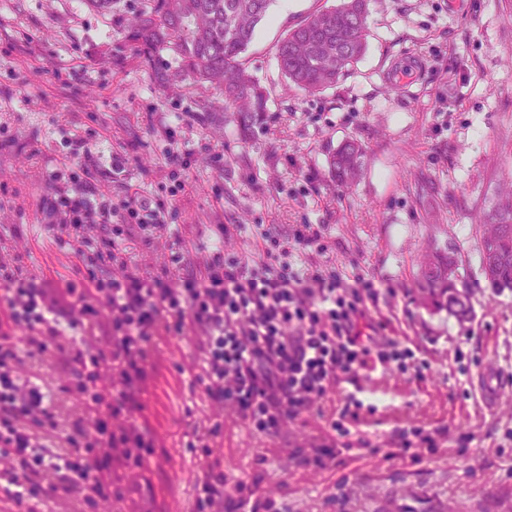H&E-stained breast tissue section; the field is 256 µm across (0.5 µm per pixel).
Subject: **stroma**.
<instances>
[{
	"mask_svg": "<svg viewBox=\"0 0 512 512\" xmlns=\"http://www.w3.org/2000/svg\"><path fill=\"white\" fill-rule=\"evenodd\" d=\"M338 2L296 0L285 11L272 0L243 56L267 98L263 125L246 136L221 89L178 77L173 50L141 55L131 24L148 0H112L106 12L89 0H0V259L51 281L75 276L39 205L56 190L53 172L71 167L78 134L101 166L125 158V184L167 211L151 241L126 244L143 272L178 249L190 265L212 257L217 224L230 228L225 254L249 260L264 234L283 240L314 224L336 265L388 286L365 324L388 318L390 337L428 363L372 372L375 394L350 426L372 447L315 469L291 452L332 436L344 382L270 439L207 398L196 331L157 336L137 418L155 448L124 478L112 512H194L208 459L227 494L242 479L281 512H512V390L490 407L477 385L489 367L512 372V292L493 293L479 253L482 220L512 185V0H372L366 51L347 75L315 95L287 88L279 41ZM348 140L364 149L363 174L341 188L329 159ZM431 251L457 258L469 319L418 301ZM19 374L54 404L62 429L45 444L59 453L85 415L63 355L25 358ZM216 424L202 456L197 438ZM418 426L445 431L439 448L418 462L395 456L396 432Z\"/></svg>",
	"mask_w": 512,
	"mask_h": 512,
	"instance_id": "stroma-1",
	"label": "stroma"
}]
</instances>
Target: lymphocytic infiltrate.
Wrapping results in <instances>:
<instances>
[{"instance_id":"f902f5d3","label":"lymphocytic infiltrate","mask_w":512,"mask_h":512,"mask_svg":"<svg viewBox=\"0 0 512 512\" xmlns=\"http://www.w3.org/2000/svg\"><path fill=\"white\" fill-rule=\"evenodd\" d=\"M71 153L80 159L70 179L81 194L59 189L43 199L42 210L64 233L78 279L50 283L0 261V447L12 457L0 477L17 486L16 504L63 494L95 512L121 499L124 471L139 466L154 446L136 415L159 332L178 336L193 327L201 338L208 397L272 438L310 412L332 390L337 373L355 377L414 358V350L387 336L385 323L362 334L359 321L378 307L386 287L369 273L340 272L309 224L291 238L292 249L306 258L299 267L280 260L281 244L270 235L258 262L218 252L176 279L170 267L147 275L119 260L117 249L132 229L148 236L161 231L166 212L135 191L116 201L106 197L92 181L97 161L84 139L73 141ZM89 224L98 225L99 236L85 235ZM106 264L115 271L104 277L99 270ZM68 329L84 339L67 353L69 389L87 415L74 422L64 454L52 462L36 434L57 428L55 407L17 369L23 355L58 347ZM98 334L106 336L105 346L89 347ZM51 472L58 481H48ZM202 491L197 512H240L245 503L225 498L224 473L215 465Z\"/></svg>"}]
</instances>
